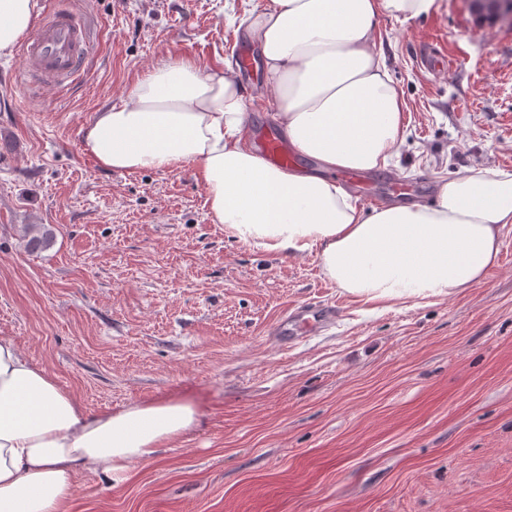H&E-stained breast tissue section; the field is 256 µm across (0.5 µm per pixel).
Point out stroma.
<instances>
[{
	"label": "stroma",
	"mask_w": 512,
	"mask_h": 512,
	"mask_svg": "<svg viewBox=\"0 0 512 512\" xmlns=\"http://www.w3.org/2000/svg\"><path fill=\"white\" fill-rule=\"evenodd\" d=\"M382 17L404 100L400 155L371 174L432 198L485 168L512 173V25L468 0ZM225 0H40L82 16L79 82L25 89L0 57V337L89 412L193 398L200 422L120 479L88 470L68 512H512V231L471 288L387 305L348 294L316 255L241 243L215 223L195 164L118 172L82 131L159 62L214 64ZM444 55L452 67L429 69ZM262 77L243 75L254 131L276 129ZM54 243L24 248L23 227ZM323 301L335 321L282 344L270 327ZM28 226V239L26 241V247L30 251H39L48 248L54 239V233L51 228L38 227V224H27Z\"/></svg>",
	"instance_id": "stroma-1"
}]
</instances>
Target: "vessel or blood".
<instances>
[{
    "instance_id": "b4317fda",
    "label": "vessel or blood",
    "mask_w": 512,
    "mask_h": 512,
    "mask_svg": "<svg viewBox=\"0 0 512 512\" xmlns=\"http://www.w3.org/2000/svg\"><path fill=\"white\" fill-rule=\"evenodd\" d=\"M23 55V77L28 86H39L55 80L76 81L83 73L89 55L86 35L77 14L62 8L47 11L35 33L25 42ZM252 146L273 165L288 167L293 163L291 147L275 134H256ZM335 318V307L311 302L297 313L284 317L278 323L275 334L285 338L289 335L290 327L324 325Z\"/></svg>"
}]
</instances>
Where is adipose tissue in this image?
I'll return each instance as SVG.
<instances>
[{
	"label": "adipose tissue",
	"mask_w": 512,
	"mask_h": 512,
	"mask_svg": "<svg viewBox=\"0 0 512 512\" xmlns=\"http://www.w3.org/2000/svg\"><path fill=\"white\" fill-rule=\"evenodd\" d=\"M437 0H270L237 18L259 48L275 119L293 152L322 171L268 163L245 145L247 112L231 61L154 67L84 130L103 168L198 167L209 209L238 241L300 257L372 301L444 297L479 283L512 231V173L487 168L439 186L433 203L364 211L338 169L373 171L399 155L403 98L381 50L380 19L437 11ZM40 0H0V56L13 55ZM198 422L191 399L92 413L0 338V512H65L76 472L110 478L147 461Z\"/></svg>",
	"instance_id": "adipose-tissue-1"
}]
</instances>
